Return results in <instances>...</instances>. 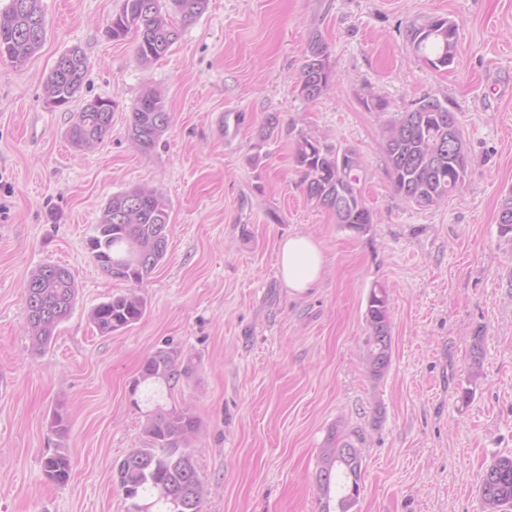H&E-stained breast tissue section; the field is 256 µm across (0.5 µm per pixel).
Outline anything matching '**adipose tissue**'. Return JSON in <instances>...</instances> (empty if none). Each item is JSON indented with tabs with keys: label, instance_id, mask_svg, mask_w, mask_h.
Instances as JSON below:
<instances>
[{
	"label": "adipose tissue",
	"instance_id": "1",
	"mask_svg": "<svg viewBox=\"0 0 512 512\" xmlns=\"http://www.w3.org/2000/svg\"><path fill=\"white\" fill-rule=\"evenodd\" d=\"M325 263V255L313 236L297 234L280 244L279 271L294 292H304L316 284L322 277Z\"/></svg>",
	"mask_w": 512,
	"mask_h": 512
}]
</instances>
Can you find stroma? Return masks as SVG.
I'll list each match as a JSON object with an SVG mask.
<instances>
[{"label": "stroma", "instance_id": "35a3bbf8", "mask_svg": "<svg viewBox=\"0 0 512 512\" xmlns=\"http://www.w3.org/2000/svg\"><path fill=\"white\" fill-rule=\"evenodd\" d=\"M122 0H42L46 40L21 68L0 62V512H126L113 466L141 447L132 382L172 343L190 365L174 399L201 422L192 453L203 512H321L316 474L331 429L360 436V495L350 512H488L480 475L512 456V238L498 224L512 192V0H208L169 54L145 67L134 37L112 40ZM457 26L449 68L418 60L408 26ZM336 84L316 100L296 82L312 35ZM80 49L89 67L64 108L44 82ZM159 92L173 116L149 153L130 142L135 100ZM388 103L367 111V93ZM444 96L471 158L464 189L438 208L407 203L386 169L381 126ZM103 98L112 126L79 153L73 113ZM279 127L260 137L266 116ZM357 149L367 231L310 202L295 161L298 131ZM260 154V166L249 158ZM161 190L167 254L139 290L136 323L101 335L91 309L126 291L87 238L112 194ZM313 235L327 264L303 293L283 284L278 246ZM68 268L75 309L44 353L26 332L23 283ZM391 300L392 361L366 370L373 286ZM481 375L470 379L474 336ZM69 414L72 473L45 475L55 408Z\"/></svg>", "mask_w": 512, "mask_h": 512}]
</instances>
